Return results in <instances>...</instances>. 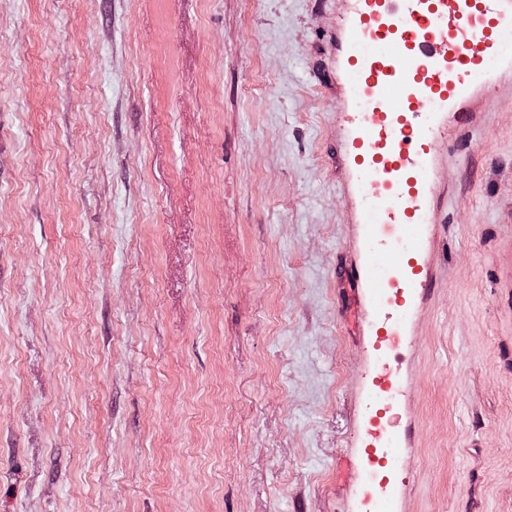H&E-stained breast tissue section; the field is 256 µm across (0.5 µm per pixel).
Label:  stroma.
<instances>
[{"instance_id":"obj_1","label":"stroma","mask_w":512,"mask_h":512,"mask_svg":"<svg viewBox=\"0 0 512 512\" xmlns=\"http://www.w3.org/2000/svg\"><path fill=\"white\" fill-rule=\"evenodd\" d=\"M366 0H0V512H512V50L401 162L399 299L350 82ZM378 380L374 384V401L380 406L385 408L384 415L378 417L377 414L374 419L373 431L376 432L377 447L382 449L381 455H377L376 451L372 452L371 456H368V470L372 474V480L367 484L368 488L372 491H376L377 488L383 489L381 486L384 481V469L387 464L394 460V454L391 448H394V436L388 429L389 418H386V413L389 412L387 404L394 393L396 383L391 370L385 363L381 361L379 371L377 373ZM386 462L384 465L383 463Z\"/></svg>"}]
</instances>
